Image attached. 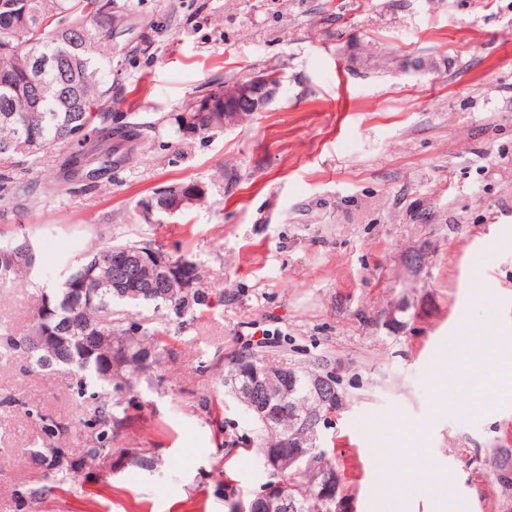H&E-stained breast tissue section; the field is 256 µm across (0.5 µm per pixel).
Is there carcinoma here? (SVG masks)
I'll use <instances>...</instances> for the list:
<instances>
[{
    "mask_svg": "<svg viewBox=\"0 0 512 512\" xmlns=\"http://www.w3.org/2000/svg\"><path fill=\"white\" fill-rule=\"evenodd\" d=\"M99 0H0V200L13 203L20 195L15 181L16 157L39 156L58 146L68 147V156L59 164L65 182L102 177L125 161L128 152L142 139L139 124L109 128L102 125V108L109 101L106 77L112 74V57L97 53L100 44L112 42V24L102 19ZM30 87L36 97L20 96L19 87ZM211 105L187 102L177 115L181 128L190 133L222 130L213 120L223 111L220 89L207 94ZM82 130V138L74 136ZM182 190L181 202L187 208L203 200L207 187L190 182L176 185ZM163 251L152 238L141 235L117 242H103L80 249L65 276L48 286L40 283L38 255L28 236L0 241V253H16V261L7 272L0 271V284L32 288L37 302L34 323L27 333L17 336L0 331V357L25 356L36 362L30 337L41 329H56L70 324L76 336L103 337L97 358L88 359L77 349L44 350L58 358L52 370L67 369L78 395L90 387L102 390L97 405L83 426L90 432L86 454L91 459L106 455L115 431L123 418L114 412L112 394L133 387V379L173 353L169 347L170 322L183 325L187 316L207 305L208 293L199 285L203 281L202 261L190 256L172 257L177 268H185L195 280L196 288L187 292L177 280L159 286L157 294L131 297L112 288L115 270L113 259L127 253L142 257ZM71 288H89L83 304H70ZM148 306L158 314L156 325L145 327L127 321L119 307ZM121 359L112 377L101 375L100 359ZM265 360L252 351L240 353L233 364L239 385L256 392L262 400L276 392L281 383L257 375ZM291 396L286 412L274 423L258 417L271 438L258 451L288 461V455L303 452L299 469L290 478L288 507L285 512H336L338 489L327 490L320 474L333 469L326 452L316 445L315 425L325 421L327 413L338 409L342 397L319 390L312 376L293 370L289 380ZM43 483L27 489L23 496L38 501L51 490L52 474L42 476Z\"/></svg>",
    "mask_w": 512,
    "mask_h": 512,
    "instance_id": "obj_1",
    "label": "carcinoma"
}]
</instances>
